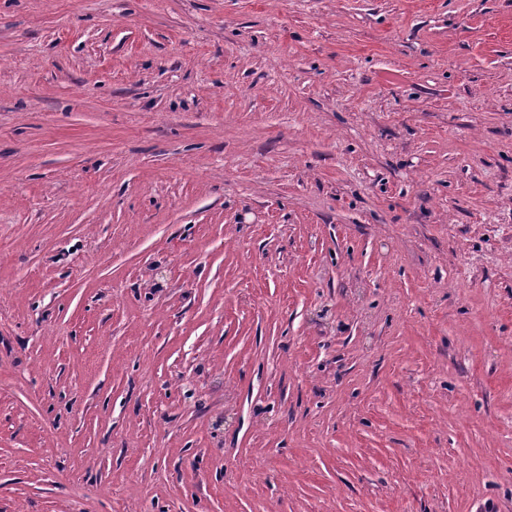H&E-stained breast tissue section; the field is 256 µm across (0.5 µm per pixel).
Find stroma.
Returning <instances> with one entry per match:
<instances>
[{
    "label": "stroma",
    "instance_id": "obj_1",
    "mask_svg": "<svg viewBox=\"0 0 512 512\" xmlns=\"http://www.w3.org/2000/svg\"><path fill=\"white\" fill-rule=\"evenodd\" d=\"M0 512H512V0H0Z\"/></svg>",
    "mask_w": 512,
    "mask_h": 512
}]
</instances>
